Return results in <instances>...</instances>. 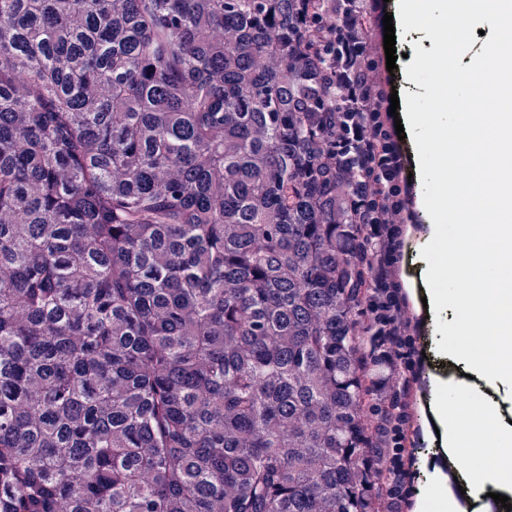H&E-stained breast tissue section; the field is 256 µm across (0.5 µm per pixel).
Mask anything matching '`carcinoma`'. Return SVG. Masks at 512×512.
<instances>
[{
  "instance_id": "cac0c4a2",
  "label": "carcinoma",
  "mask_w": 512,
  "mask_h": 512,
  "mask_svg": "<svg viewBox=\"0 0 512 512\" xmlns=\"http://www.w3.org/2000/svg\"><path fill=\"white\" fill-rule=\"evenodd\" d=\"M349 2L0 0V512H375Z\"/></svg>"
}]
</instances>
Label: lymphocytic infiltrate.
I'll use <instances>...</instances> for the list:
<instances>
[{"label": "lymphocytic infiltrate", "instance_id": "obj_1", "mask_svg": "<svg viewBox=\"0 0 512 512\" xmlns=\"http://www.w3.org/2000/svg\"><path fill=\"white\" fill-rule=\"evenodd\" d=\"M350 95L358 103L363 120L353 127L337 125V147H345L349 139L368 143L376 168L369 180L370 206L379 208L381 220L367 225L365 233L373 255L372 268L376 289L369 308L372 319L368 325L374 339L379 340L381 372L372 382L379 393L398 396L400 387L407 382V374L413 371L412 356L415 348L406 336L408 321L405 302L399 284L393 277L392 267L401 244V226L405 223L410 200V183L405 179L404 155L398 137L390 122V114L384 107L386 94L379 85L363 89L354 85ZM404 414L388 417L386 435L390 441L387 456L391 461L388 496L393 508H400L405 499L403 461Z\"/></svg>", "mask_w": 512, "mask_h": 512}]
</instances>
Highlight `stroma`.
I'll list each match as a JSON object with an SVG mask.
<instances>
[{
  "label": "stroma",
  "instance_id": "obj_1",
  "mask_svg": "<svg viewBox=\"0 0 512 512\" xmlns=\"http://www.w3.org/2000/svg\"><path fill=\"white\" fill-rule=\"evenodd\" d=\"M394 27L397 67L391 72L386 66H379L374 77L378 82L395 86L398 91L397 113L406 123L404 143L409 148L408 170L413 174L408 205L412 221L405 228L404 245L397 255L395 265L408 301L407 318L415 348L424 354L415 366V373L410 377L406 391L401 395L406 413L404 460L409 472L406 491L412 494L419 489L427 490L432 478L428 463L441 454L439 446L427 435L428 423L432 419L430 407L434 402L428 388V377L432 374L457 376L463 373L464 368L449 356L447 350L446 330L458 319V310L451 304L437 309L422 303L423 298L432 293L427 267L434 248L421 233L425 218L418 207V201L423 198L431 202L435 196L432 167L423 156L420 143L430 137L431 132L425 127L409 126L408 121L411 113L433 109V76L423 61L435 53L436 46L426 29L409 26L403 18H396ZM481 28V23L468 20L465 35L455 39L452 74L458 80H465L487 47L489 37L482 34Z\"/></svg>",
  "mask_w": 512,
  "mask_h": 512
}]
</instances>
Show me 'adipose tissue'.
Segmentation results:
<instances>
[{"mask_svg": "<svg viewBox=\"0 0 512 512\" xmlns=\"http://www.w3.org/2000/svg\"><path fill=\"white\" fill-rule=\"evenodd\" d=\"M407 20L432 21L438 31L448 29L460 11L493 26L497 37L478 68L462 86L448 84V55L429 59L435 75L437 109L415 112L413 125L434 131L423 146L440 175L457 171L455 186L440 184L438 209L425 226L428 240L447 243L448 252L432 264L429 277L436 284L434 306L453 302L465 312L463 322L448 334L453 354L485 387L498 393L500 403L512 401V0H404ZM484 109H470L472 99ZM455 113V127L442 117ZM482 345L469 344L470 336ZM435 398L433 424L439 445L448 456L468 455L472 494L485 487L512 490V426L500 420V403L463 405L468 383L430 376ZM417 508L431 512H470L446 476L434 471L428 494L418 495Z\"/></svg>", "mask_w": 512, "mask_h": 512, "instance_id": "ef3b65f1", "label": "adipose tissue"}]
</instances>
